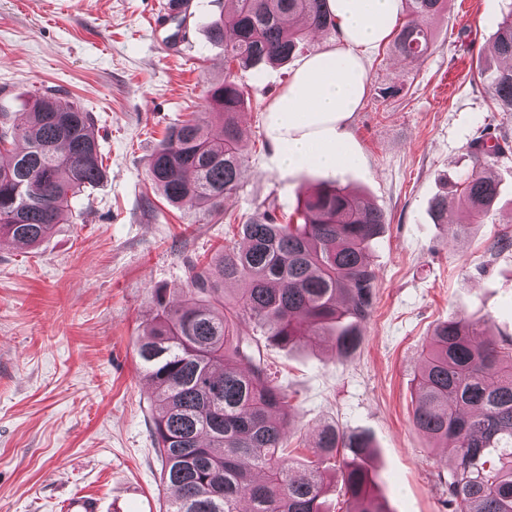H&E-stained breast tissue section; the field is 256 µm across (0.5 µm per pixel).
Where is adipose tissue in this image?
Segmentation results:
<instances>
[{
  "instance_id": "adipose-tissue-1",
  "label": "adipose tissue",
  "mask_w": 512,
  "mask_h": 512,
  "mask_svg": "<svg viewBox=\"0 0 512 512\" xmlns=\"http://www.w3.org/2000/svg\"><path fill=\"white\" fill-rule=\"evenodd\" d=\"M397 2L329 0L335 46L304 59L266 111L265 133L283 169L333 172L358 162L346 125L367 94L364 54L390 35Z\"/></svg>"
}]
</instances>
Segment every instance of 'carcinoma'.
<instances>
[{"mask_svg":"<svg viewBox=\"0 0 512 512\" xmlns=\"http://www.w3.org/2000/svg\"><path fill=\"white\" fill-rule=\"evenodd\" d=\"M234 8L210 29L226 66L260 70L302 53L316 32L332 34L328 0H229ZM448 0H405L407 20L392 43L406 59L432 43L431 19ZM494 53L509 65L489 87L498 111L512 115V2L497 24ZM210 115L222 134L194 117L170 127L153 154L150 178L165 199L188 210L219 214L247 162L237 115L242 88L226 73L210 86ZM91 116L76 104L36 99L21 123L0 114V237L34 245L72 213L78 193L103 176L90 131ZM498 195L490 175L473 173L450 185L432 205L455 238L483 223ZM465 209L470 224H455ZM298 219L281 223L269 210L241 225L247 245L224 248L192 269L180 304L157 297V313L137 341L140 368L160 406L154 438L162 460L166 512H324L334 472L349 496L347 512H387L368 493L369 436L324 424L311 457L288 451V394L274 382L253 338L252 322L274 342H332L346 360L361 345L376 298V272L366 259L386 224L359 196L323 185L304 193ZM243 282L232 299L224 286ZM464 316L438 324L415 374L413 425L453 449L443 479L454 512H512V341L498 344Z\"/></svg>","mask_w":512,"mask_h":512,"instance_id":"1","label":"carcinoma"}]
</instances>
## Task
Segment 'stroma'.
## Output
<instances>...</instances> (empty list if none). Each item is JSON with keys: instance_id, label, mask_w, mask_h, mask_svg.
<instances>
[{"instance_id": "1", "label": "stroma", "mask_w": 512, "mask_h": 512, "mask_svg": "<svg viewBox=\"0 0 512 512\" xmlns=\"http://www.w3.org/2000/svg\"><path fill=\"white\" fill-rule=\"evenodd\" d=\"M503 0H450L432 24L430 50L405 60L383 42L365 56L368 92L348 123L360 155L336 173L282 170L265 135L269 104L297 60L235 69L247 106L238 122L250 154L221 214L176 209L154 190L153 154L168 127L204 111L224 77L211 21L224 0H189L153 26L155 0H0V112L20 118L35 92L92 116L101 181L74 202L73 219L38 246L0 238V512H55L79 493L102 512H165L153 421L158 407L140 373L136 342L157 300H181L192 269L240 226L273 208L295 213L309 186L331 181L386 217L368 251L376 300L364 339L346 361L331 346L291 347L259 337L264 359L297 417L295 458L317 426L372 440V491L388 512H449L440 484L452 457L412 424L414 374L430 335L463 315L512 339V151L479 153L486 134L512 138L485 71ZM496 178L499 202L467 238L434 223L445 183L473 167Z\"/></svg>"}]
</instances>
